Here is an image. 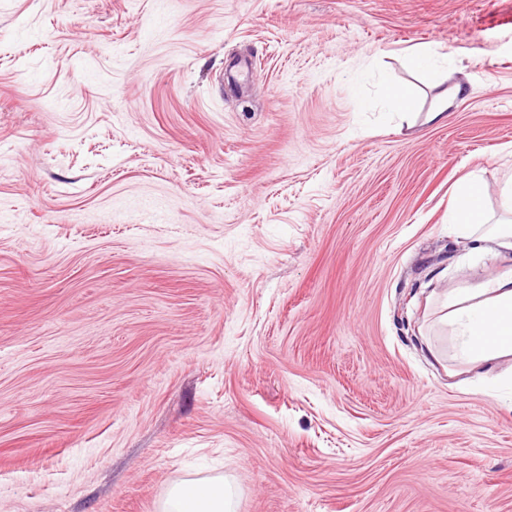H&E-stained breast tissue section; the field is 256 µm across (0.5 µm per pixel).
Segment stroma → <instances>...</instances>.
Wrapping results in <instances>:
<instances>
[{
    "instance_id": "stroma-1",
    "label": "stroma",
    "mask_w": 512,
    "mask_h": 512,
    "mask_svg": "<svg viewBox=\"0 0 512 512\" xmlns=\"http://www.w3.org/2000/svg\"><path fill=\"white\" fill-rule=\"evenodd\" d=\"M470 172L512 0H0V512H512V391L416 339ZM162 512H233L231 492L223 478L174 485Z\"/></svg>"
}]
</instances>
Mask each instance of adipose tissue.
I'll return each instance as SVG.
<instances>
[{"mask_svg":"<svg viewBox=\"0 0 512 512\" xmlns=\"http://www.w3.org/2000/svg\"><path fill=\"white\" fill-rule=\"evenodd\" d=\"M486 186L475 174L461 178L448 209V223L457 238L467 241L472 255L493 254L498 265L490 271L469 266L452 285L445 272L436 273L429 301L436 306V325L446 330L451 348L442 352L423 338L427 361L447 363L448 373L471 388L485 382L512 384V181L500 192V209H486ZM162 512H233L224 479L174 485Z\"/></svg>","mask_w":512,"mask_h":512,"instance_id":"1","label":"adipose tissue"}]
</instances>
